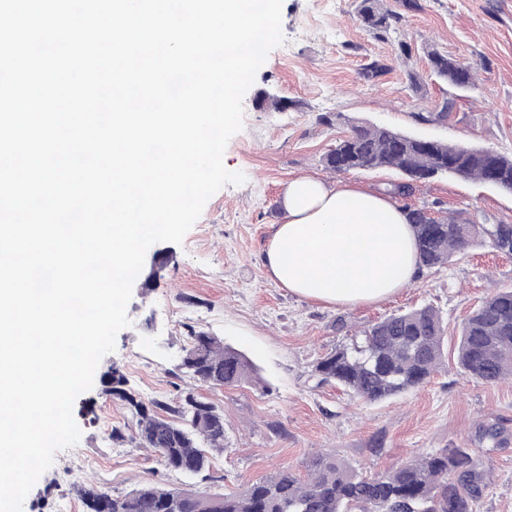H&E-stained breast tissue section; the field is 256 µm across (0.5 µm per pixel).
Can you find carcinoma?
Segmentation results:
<instances>
[{
    "label": "carcinoma",
    "mask_w": 512,
    "mask_h": 512,
    "mask_svg": "<svg viewBox=\"0 0 512 512\" xmlns=\"http://www.w3.org/2000/svg\"><path fill=\"white\" fill-rule=\"evenodd\" d=\"M358 13L380 36L390 19L382 0H361ZM433 74L460 89L476 87V68L458 59L428 52ZM338 172L392 168L409 174L431 171L512 189V157L484 149L469 152L435 141L419 143L393 130L366 124L352 127L325 157ZM421 262L439 269L478 242L498 251L512 249V224H483L470 218L438 220L421 209L410 210ZM445 326L431 305L391 314L370 325L359 338L322 357L314 366L319 382H336L366 401L375 402L412 391L435 373L444 360ZM457 363L485 382L512 379V287L500 288L461 323ZM202 386L221 388L248 381L246 357L216 336L193 332L181 363ZM125 379L111 367L101 376L104 392L130 406L135 427L112 440L149 448L165 468L186 476L208 470L213 454L224 452V414L193 393L172 406L145 404L123 389ZM486 480L479 460L465 448L416 455L367 477L331 455H318L309 476L298 479L277 472L252 481L241 492L204 496L177 487H141L114 495L95 486L77 489L85 512H476Z\"/></svg>",
    "instance_id": "obj_1"
}]
</instances>
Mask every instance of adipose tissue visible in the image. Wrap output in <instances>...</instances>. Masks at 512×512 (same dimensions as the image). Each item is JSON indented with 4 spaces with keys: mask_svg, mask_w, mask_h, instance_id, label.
<instances>
[{
    "mask_svg": "<svg viewBox=\"0 0 512 512\" xmlns=\"http://www.w3.org/2000/svg\"><path fill=\"white\" fill-rule=\"evenodd\" d=\"M284 209L264 262L304 299L344 308L377 303L422 272L409 213L384 194L301 176L289 182Z\"/></svg>",
    "mask_w": 512,
    "mask_h": 512,
    "instance_id": "obj_1",
    "label": "adipose tissue"
}]
</instances>
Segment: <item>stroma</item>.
I'll return each mask as SVG.
<instances>
[{"label": "stroma", "instance_id": "35a3bbf8", "mask_svg": "<svg viewBox=\"0 0 512 512\" xmlns=\"http://www.w3.org/2000/svg\"><path fill=\"white\" fill-rule=\"evenodd\" d=\"M419 2L410 11L404 0H383L400 20L378 38L358 15L359 0H283L285 41L245 94L243 129L223 156L245 183L213 195L183 244L172 245L154 285L134 288L132 324L98 365L119 368L138 400L173 404L191 392L214 405L224 415L223 454L186 477L134 443H113V429L130 431L131 411L97 382L73 406L78 443L56 453L23 512H83L75 493L81 484L113 494L171 485L221 495L278 471L305 476L320 453L371 476L456 447L480 459L488 474L477 512H512V380L465 375L453 348L459 325L483 298L512 287V254L472 246L409 288L354 309L307 301L263 264L289 182L303 175L336 181L325 157L355 124L512 155V0ZM430 47L475 65L477 88L462 92L432 76ZM375 63L385 68L377 77L369 74ZM449 99L452 111L440 116ZM404 203L433 217L512 224V195L478 181H418ZM423 304L440 311L449 344L443 366L420 388L366 402L312 376L314 362L354 334ZM193 329L243 353L254 367L249 382L212 389L182 374ZM486 426L498 429L496 440L483 437Z\"/></svg>", "mask_w": 512, "mask_h": 512}]
</instances>
